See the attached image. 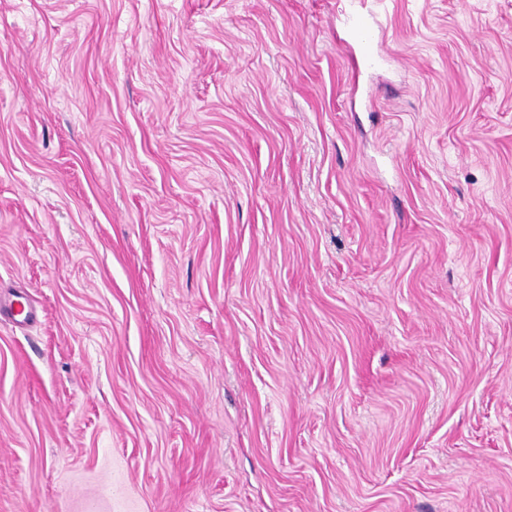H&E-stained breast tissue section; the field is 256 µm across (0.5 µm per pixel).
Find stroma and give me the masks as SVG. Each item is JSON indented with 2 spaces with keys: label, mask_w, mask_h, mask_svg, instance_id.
<instances>
[{
  "label": "stroma",
  "mask_w": 512,
  "mask_h": 512,
  "mask_svg": "<svg viewBox=\"0 0 512 512\" xmlns=\"http://www.w3.org/2000/svg\"><path fill=\"white\" fill-rule=\"evenodd\" d=\"M0 0V512H512V0Z\"/></svg>",
  "instance_id": "obj_1"
}]
</instances>
